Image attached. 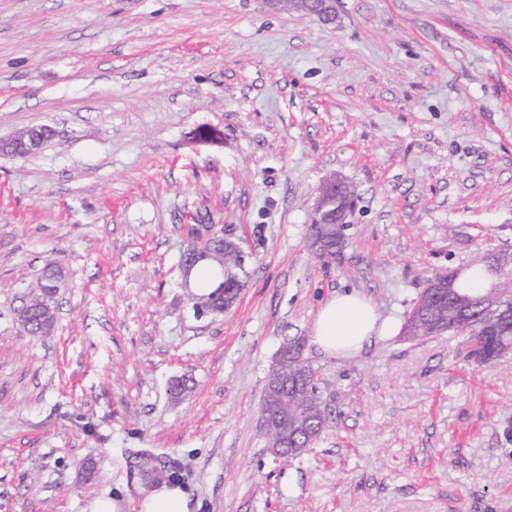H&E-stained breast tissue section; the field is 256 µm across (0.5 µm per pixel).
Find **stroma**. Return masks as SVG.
I'll return each instance as SVG.
<instances>
[{"instance_id": "obj_1", "label": "stroma", "mask_w": 512, "mask_h": 512, "mask_svg": "<svg viewBox=\"0 0 512 512\" xmlns=\"http://www.w3.org/2000/svg\"><path fill=\"white\" fill-rule=\"evenodd\" d=\"M0 0V512H139V454L191 512H512V354L373 338L331 356L321 306L406 321L428 279L512 254V0ZM353 189L336 257L311 238L328 176ZM203 224L247 254L200 315L178 261ZM51 332L19 310L46 264ZM328 420L276 459L259 424L286 338ZM186 389L173 394L176 380ZM35 127H30L19 132L8 141L0 140V153L2 154L15 147H22L31 152L40 150L42 148V135L40 131L33 129Z\"/></svg>"}]
</instances>
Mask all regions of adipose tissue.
<instances>
[{
	"instance_id": "ef3b65f1",
	"label": "adipose tissue",
	"mask_w": 512,
	"mask_h": 512,
	"mask_svg": "<svg viewBox=\"0 0 512 512\" xmlns=\"http://www.w3.org/2000/svg\"><path fill=\"white\" fill-rule=\"evenodd\" d=\"M395 326L380 321L373 306L354 292L337 294L321 308L311 341L334 356H346L360 349L371 337L393 332Z\"/></svg>"
}]
</instances>
